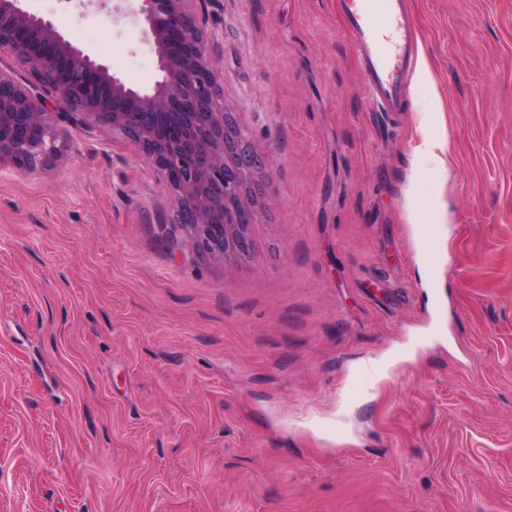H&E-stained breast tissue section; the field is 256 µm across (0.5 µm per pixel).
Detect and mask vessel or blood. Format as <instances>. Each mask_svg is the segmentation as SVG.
Returning <instances> with one entry per match:
<instances>
[{
    "label": "vessel or blood",
    "instance_id": "b4317fda",
    "mask_svg": "<svg viewBox=\"0 0 512 512\" xmlns=\"http://www.w3.org/2000/svg\"><path fill=\"white\" fill-rule=\"evenodd\" d=\"M346 33L362 59L376 111H403L412 81L417 32L406 0H339Z\"/></svg>",
    "mask_w": 512,
    "mask_h": 512
}]
</instances>
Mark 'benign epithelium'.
Instances as JSON below:
<instances>
[{"instance_id":"1","label":"benign epithelium","mask_w":512,"mask_h":512,"mask_svg":"<svg viewBox=\"0 0 512 512\" xmlns=\"http://www.w3.org/2000/svg\"><path fill=\"white\" fill-rule=\"evenodd\" d=\"M128 2L162 73L149 91L128 85L20 0H0V53L29 75L23 84L0 72V165L25 171L49 165L64 147L59 118L108 127L160 171L175 194L174 223L204 254L217 260L229 251L244 254L249 240L237 214L251 211L243 180L254 158L230 159L223 94L191 0ZM40 88L49 96L34 93Z\"/></svg>"}]
</instances>
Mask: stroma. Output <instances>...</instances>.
I'll list each match as a JSON object with an SVG mask.
<instances>
[{"mask_svg":"<svg viewBox=\"0 0 512 512\" xmlns=\"http://www.w3.org/2000/svg\"><path fill=\"white\" fill-rule=\"evenodd\" d=\"M117 4L22 0L151 88ZM408 6L432 79L387 119L337 0H194L257 160L246 254L169 242L171 190L109 128L0 166V512H512V0ZM409 189L453 219L426 279ZM448 141L446 138H433L424 135L422 139L412 147V154L418 167H424L431 163L437 167L443 163L442 155H446Z\"/></svg>","mask_w":512,"mask_h":512,"instance_id":"obj_1","label":"stroma"}]
</instances>
